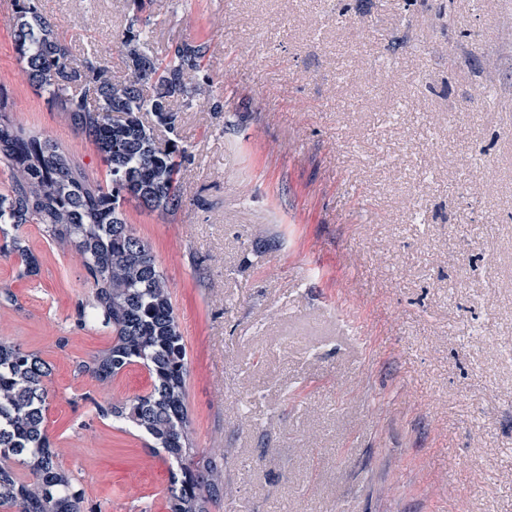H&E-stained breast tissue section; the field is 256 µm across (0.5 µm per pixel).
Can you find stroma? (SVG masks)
Wrapping results in <instances>:
<instances>
[{
	"label": "stroma",
	"instance_id": "35a3bbf8",
	"mask_svg": "<svg viewBox=\"0 0 512 512\" xmlns=\"http://www.w3.org/2000/svg\"><path fill=\"white\" fill-rule=\"evenodd\" d=\"M75 55L123 71L132 16L158 57L208 43L224 109L182 110L190 154L171 214L136 202L179 316L191 439L221 492L208 512H512V0H41ZM0 6V95L92 178V142L30 84ZM372 36L359 40L355 28ZM484 97H474L475 88ZM310 111L299 123L290 101ZM492 179L476 187L474 163ZM0 256V338L53 369L47 429L87 512H169L176 467L99 409L148 394L131 364L78 363L109 332L75 323L78 256L21 228ZM359 304L336 278L350 253Z\"/></svg>",
	"mask_w": 512,
	"mask_h": 512
}]
</instances>
